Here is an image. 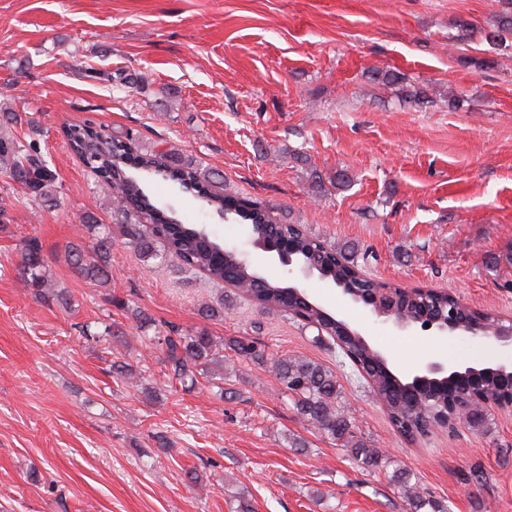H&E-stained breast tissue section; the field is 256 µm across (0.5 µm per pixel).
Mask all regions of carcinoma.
Returning a JSON list of instances; mask_svg holds the SVG:
<instances>
[{"mask_svg":"<svg viewBox=\"0 0 512 512\" xmlns=\"http://www.w3.org/2000/svg\"><path fill=\"white\" fill-rule=\"evenodd\" d=\"M482 39L490 46L491 53L508 47V41L512 39V0L502 3V9L494 16L490 30L484 31ZM369 79L383 85L402 86L405 83L401 73L391 70H376ZM19 121L21 118L16 112H0V174L19 185L24 193L53 208L58 205L59 190L40 145L17 139L8 132V127ZM64 134L71 150L108 186L115 224L143 260L165 261L170 258L182 272H201L217 282L233 278L237 281L235 289L250 296L260 307L282 312L306 326L311 323L322 326L325 336L340 341V350L354 364V369H361L371 377L370 386L402 435L413 439L442 423V417L448 413V388L437 387L435 399L415 412L407 411L400 404L403 383L378 369L371 350L355 337L343 335L340 328L325 319L320 309L302 307L298 301L285 296V286L281 282L267 278L251 266L238 264L239 257L231 252L225 255L218 253L216 241L197 233L195 226L182 224L167 214L151 201L142 186V182L152 176L170 179L181 187L190 182L195 185L194 191L202 194L207 204L219 213L224 211L229 197L215 191L204 193L202 189L223 181L224 176L220 172L181 162L157 146L138 155L136 165L130 168L126 164V155L130 154L128 135L106 134L91 122L69 126ZM234 220L251 225L258 236L277 241L291 238L301 260L308 263L320 260L327 281L346 279L358 272L342 252L310 235L299 225L276 217L272 208L260 202L243 201L234 212ZM81 223L87 226L92 241L86 246L69 244L64 252L65 262L81 278L98 286L108 285L112 281V228L97 223L91 214L85 215ZM17 267L24 282L40 299L68 304L66 292L57 288L52 280L37 239L30 238L25 242ZM429 301L436 314L461 306L459 297L450 293L436 295ZM160 345L164 352L167 379L183 386L193 385L206 376L220 351L227 348L238 356L269 366L277 380L294 396V407L304 421L327 438L342 443L356 462L368 466L380 463L377 449L369 447L355 435L351 419L338 406L341 385L336 372L328 367L311 359L286 354L268 358L257 342L248 336H234L221 343L205 331L186 334L172 328L163 336ZM463 389L485 397L501 395V387L488 378L476 379ZM403 495L410 512H421L426 507L429 512H447L443 505L423 496L407 477L403 480Z\"/></svg>","mask_w":512,"mask_h":512,"instance_id":"carcinoma-1","label":"carcinoma"}]
</instances>
